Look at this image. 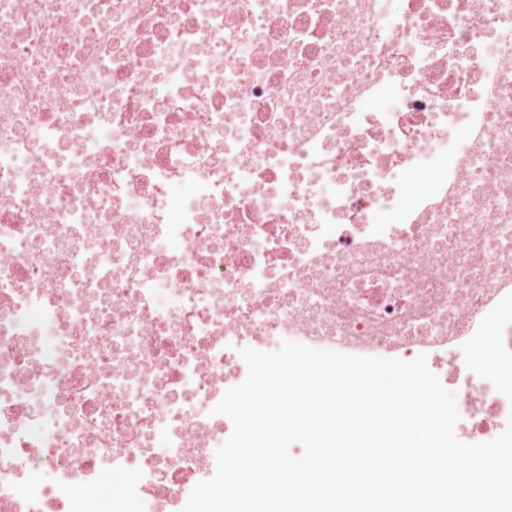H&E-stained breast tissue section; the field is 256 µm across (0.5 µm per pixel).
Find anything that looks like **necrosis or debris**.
<instances>
[{
  "mask_svg": "<svg viewBox=\"0 0 512 512\" xmlns=\"http://www.w3.org/2000/svg\"><path fill=\"white\" fill-rule=\"evenodd\" d=\"M286 339L504 430L512 0H0V512H174Z\"/></svg>",
  "mask_w": 512,
  "mask_h": 512,
  "instance_id": "obj_1",
  "label": "necrosis or debris"
}]
</instances>
